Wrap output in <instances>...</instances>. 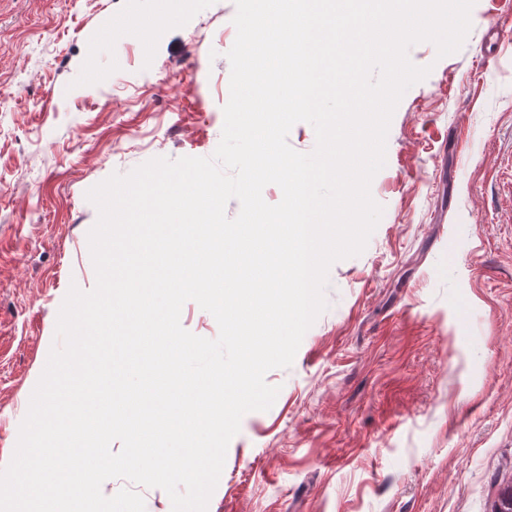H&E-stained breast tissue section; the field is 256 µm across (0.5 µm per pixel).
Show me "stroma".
I'll list each match as a JSON object with an SVG mask.
<instances>
[{"label":"stroma","instance_id":"35a3bbf8","mask_svg":"<svg viewBox=\"0 0 512 512\" xmlns=\"http://www.w3.org/2000/svg\"><path fill=\"white\" fill-rule=\"evenodd\" d=\"M234 0H0V469L70 288L91 290L87 191L157 157L212 156ZM512 0H476L462 48L392 117L365 250L280 392L244 415L207 512H492L512 483ZM159 19L102 43L116 22Z\"/></svg>","mask_w":512,"mask_h":512}]
</instances>
